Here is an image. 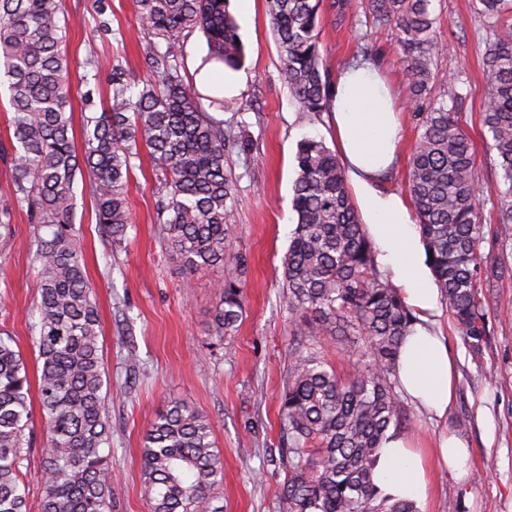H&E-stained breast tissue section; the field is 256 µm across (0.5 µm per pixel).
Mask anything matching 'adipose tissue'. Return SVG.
Segmentation results:
<instances>
[{
    "instance_id": "ef3b65f1",
    "label": "adipose tissue",
    "mask_w": 512,
    "mask_h": 512,
    "mask_svg": "<svg viewBox=\"0 0 512 512\" xmlns=\"http://www.w3.org/2000/svg\"><path fill=\"white\" fill-rule=\"evenodd\" d=\"M397 103L376 63L344 68L337 79L332 123L341 165L354 187L365 230L377 246L376 262L400 290L415 321L398 356L403 396L435 418H443L456 388L457 368L448 339L434 328L439 291L427 250L409 206L379 184L397 158ZM469 450L453 433L423 442L389 434L374 469L376 484L395 500L426 501L433 466L469 474Z\"/></svg>"
}]
</instances>
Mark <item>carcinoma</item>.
<instances>
[{
    "mask_svg": "<svg viewBox=\"0 0 512 512\" xmlns=\"http://www.w3.org/2000/svg\"><path fill=\"white\" fill-rule=\"evenodd\" d=\"M230 0H134L147 35L140 54L152 77L133 91L126 64L112 58L108 111L84 116L83 153L72 136L71 84L63 44L64 0H0V66L7 77L14 148L13 201L38 226L40 297L33 317L42 360L38 395L48 433L42 449L40 512H107L114 481L103 413L100 317L82 256L72 243L77 174L87 173L97 221L116 240L130 224L128 186L148 149L162 192L158 220L168 252L191 275L223 265L212 335L223 338L242 314L244 259L233 251L236 179L226 153L249 151L185 83L183 47L199 29L207 60L232 69L244 59ZM322 0H268L280 48V76L304 112L331 111L335 89L321 71L317 21ZM432 0H369L373 18L392 23L408 77L407 93H427L431 64L446 45L434 35ZM483 126L508 189L498 232L512 236V23L501 25L486 56ZM409 158L408 190L432 271L465 342L484 343L483 283L493 275L481 253L484 225L474 145L445 101L421 117ZM293 209L298 222L284 256L283 296L291 350L280 404L286 512H417L391 501L374 480L390 429L403 420L397 354L413 316L399 289L377 270L375 251L351 200L336 153L302 140ZM351 336L344 377L324 359L326 342ZM30 381L14 339L0 335V512H28L22 469L30 429ZM142 493L152 512H223L212 491L224 478L210 419L174 401L152 423L142 448Z\"/></svg>",
    "mask_w": 512,
    "mask_h": 512,
    "instance_id": "cac0c4a2",
    "label": "carcinoma"
}]
</instances>
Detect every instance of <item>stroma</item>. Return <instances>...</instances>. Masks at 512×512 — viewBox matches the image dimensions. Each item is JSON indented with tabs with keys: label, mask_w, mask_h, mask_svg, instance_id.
Here are the masks:
<instances>
[{
	"label": "stroma",
	"mask_w": 512,
	"mask_h": 512,
	"mask_svg": "<svg viewBox=\"0 0 512 512\" xmlns=\"http://www.w3.org/2000/svg\"><path fill=\"white\" fill-rule=\"evenodd\" d=\"M64 6L73 135L78 138L83 94L92 92L100 108L109 100L113 57H123L133 80L145 79L146 69L138 56L141 28L132 0H64ZM366 6L367 0H351L345 14L324 11L318 34L323 69L333 81L362 56H374L393 90H401L407 76L398 31L375 24ZM477 8V0H433L435 32L447 51L432 65L431 96L399 104V159L384 183L387 190L406 194L419 115L448 94L456 100L455 116L475 147L485 224L481 251L504 268L502 277L484 291L489 314L481 351L466 344L449 312L439 318L457 363L456 399L447 417L432 421L413 404L405 406L409 435L428 441L449 430L472 450L467 480L436 470L419 512H512V239L497 234L501 171L482 124L487 91L483 61L501 21L479 14ZM230 10L239 25L245 49L242 67L249 79L245 90L211 114L250 144L249 153L233 151L227 158L238 178L233 249L247 266L242 316L235 329L221 340L210 334L216 285L224 280L226 268L186 275L164 249L149 155L141 156L130 176L131 223L125 240L106 237L93 199L87 191L76 192L73 238L102 324L104 409L112 425L109 465L117 477L112 512H150L141 495V448L157 414L174 399L194 405L212 423L224 458V479L215 490L224 512H283L277 498L285 478L279 466V407L289 359L290 314L282 297V261L297 223L292 207L296 153L304 138L324 140L332 148L336 137L327 114L302 112L282 84L266 0H254L247 13L232 0ZM99 14L109 20L110 34L97 31L94 19ZM92 50L99 66L86 62ZM10 112L7 81L0 77V209L11 210L10 245L0 252V330L14 339L33 380L41 367L31 331L40 281L34 260L36 228L26 211L13 206V156L6 125ZM462 417L468 420L463 428L458 425ZM31 422V465L23 480L28 506L38 512L46 428L36 398L31 401Z\"/></svg>",
	"instance_id": "stroma-1"
}]
</instances>
